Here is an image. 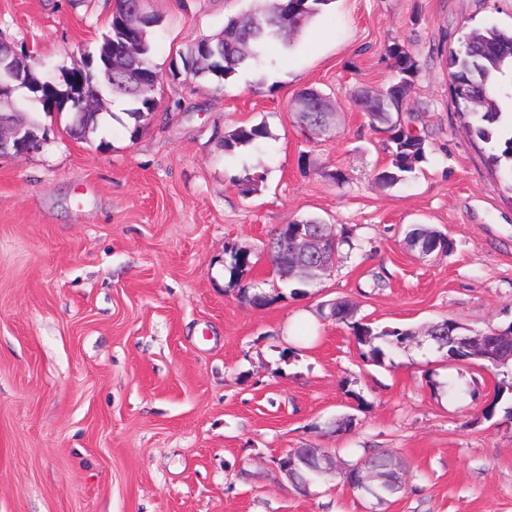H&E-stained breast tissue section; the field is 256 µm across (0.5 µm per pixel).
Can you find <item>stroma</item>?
<instances>
[{
    "label": "stroma",
    "instance_id": "stroma-1",
    "mask_svg": "<svg viewBox=\"0 0 512 512\" xmlns=\"http://www.w3.org/2000/svg\"><path fill=\"white\" fill-rule=\"evenodd\" d=\"M254 4L148 0L161 76L148 126L132 134L111 101L75 139L70 112H40L43 148L0 156V512H512V391L485 417L500 375L448 364L424 333L512 326V192L461 126L448 69L464 33L512 26V0H333L276 61L224 84L172 76ZM111 12L0 0V37L56 74L97 56ZM396 43L421 63L405 122L429 152L382 188L387 155L349 92L388 84ZM307 88L331 97L335 135L297 125ZM260 121V148L225 152L227 131ZM336 169L343 184L324 177ZM247 171L261 179L245 195ZM307 217L351 238L331 275L241 302L238 282L272 278L270 235ZM414 224L445 233L451 255L408 247ZM232 248L247 270H231ZM339 301L414 337L367 361L331 315ZM291 448L325 449L335 474L296 491L274 463ZM371 450L403 463L382 506L345 478Z\"/></svg>",
    "mask_w": 512,
    "mask_h": 512
}]
</instances>
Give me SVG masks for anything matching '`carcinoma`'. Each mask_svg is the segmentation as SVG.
I'll return each mask as SVG.
<instances>
[{
    "label": "carcinoma",
    "mask_w": 512,
    "mask_h": 512,
    "mask_svg": "<svg viewBox=\"0 0 512 512\" xmlns=\"http://www.w3.org/2000/svg\"><path fill=\"white\" fill-rule=\"evenodd\" d=\"M333 0H278L273 8L257 6L247 13L257 22L245 24L242 16L229 20L224 31L216 37H206L190 44L180 54L183 72L187 77L212 76L225 82L239 73V70L258 61L267 47L280 43L290 50L302 29L321 15ZM130 12L142 15L144 30L136 35L137 46L126 54L112 53V44L122 35L117 17ZM159 18L146 10V0H116L111 14L109 30L103 36L96 66L83 72L81 77L67 68L62 80L40 85L35 81L26 83L25 89L33 99L36 112L50 113L68 110L79 112L83 98L102 99L108 95L129 105L128 116L134 119L136 127L148 119L159 106L155 96L156 87L150 83L135 85L130 82L133 71H155L152 61V45L148 29L156 26ZM210 44L212 52L208 62L196 65V54L200 47ZM113 56L112 74H105L104 63ZM391 80L380 90L357 87L350 93L352 101L364 112L370 128L381 135L383 150L388 154L387 163L377 169L375 182L382 187H393L415 176L419 164L426 160L428 147L425 140L405 128L403 114L409 111V94L414 79L421 70L419 60L398 44L388 50ZM450 65L451 81L474 93V97L459 96L458 111L466 117L465 130L471 137L485 145L488 163L504 177H512V112L507 105L512 102V28L491 26L483 30H472L462 37L458 52L452 55ZM319 100L318 90L308 89L297 100L294 117L303 129L314 130L325 125L321 112H313L306 106ZM269 137L265 122L244 124L224 135V151L232 152L240 147H257ZM408 244L417 243L430 247L439 257H446L452 251L451 242L441 231L426 225L416 224L405 235ZM317 283L315 273L309 267L297 271L288 280L292 294L306 293V289ZM240 300L245 304L267 305L273 296L252 283L242 284L237 289ZM334 314L348 321V327L360 348L361 355L380 362L385 356L384 348L404 343L412 336L407 330L385 329L379 332L364 319L354 317V311L346 305L334 308ZM437 350L454 361L471 360L470 353L458 343L455 323L444 320L434 324L428 332ZM381 339L384 346L375 344ZM324 453L322 448H299L295 456L301 459L295 471L293 483L300 489L306 485L324 480L327 475L316 470V460ZM364 467L375 471L376 489L383 496L396 492L400 485L391 482L395 469L400 463L390 455L371 453L364 461Z\"/></svg>",
    "instance_id": "cac0c4a2"
}]
</instances>
